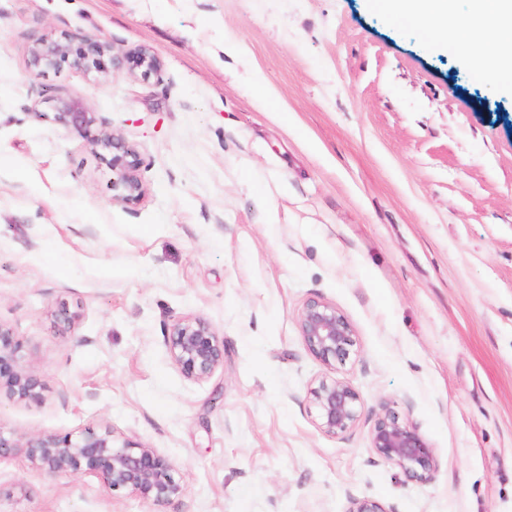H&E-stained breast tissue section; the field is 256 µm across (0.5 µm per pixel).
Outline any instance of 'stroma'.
Wrapping results in <instances>:
<instances>
[{"instance_id":"1","label":"stroma","mask_w":512,"mask_h":512,"mask_svg":"<svg viewBox=\"0 0 512 512\" xmlns=\"http://www.w3.org/2000/svg\"><path fill=\"white\" fill-rule=\"evenodd\" d=\"M50 29L153 49L161 70L30 77ZM63 95L135 146L138 203L31 115ZM313 298L352 324L346 362L304 346ZM189 314L225 341L202 383L165 345ZM0 322L45 384L0 402V427L156 448L183 488L165 512H512V96L366 0H0ZM322 377L363 401L346 433L317 425ZM386 407L431 445L429 482L372 451ZM153 510L0 463V512Z\"/></svg>"}]
</instances>
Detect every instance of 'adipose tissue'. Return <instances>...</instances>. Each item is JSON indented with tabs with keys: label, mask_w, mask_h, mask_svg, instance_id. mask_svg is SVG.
Instances as JSON below:
<instances>
[{
	"label": "adipose tissue",
	"mask_w": 512,
	"mask_h": 512,
	"mask_svg": "<svg viewBox=\"0 0 512 512\" xmlns=\"http://www.w3.org/2000/svg\"><path fill=\"white\" fill-rule=\"evenodd\" d=\"M371 0L373 8L402 25L443 41L476 72L512 90V0Z\"/></svg>",
	"instance_id": "ef3b65f1"
}]
</instances>
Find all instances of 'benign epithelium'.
I'll return each mask as SVG.
<instances>
[{"instance_id":"benign-epithelium-1","label":"benign epithelium","mask_w":512,"mask_h":512,"mask_svg":"<svg viewBox=\"0 0 512 512\" xmlns=\"http://www.w3.org/2000/svg\"><path fill=\"white\" fill-rule=\"evenodd\" d=\"M87 72L108 77L112 68L125 62L144 80L160 69L159 55L140 48L131 56L112 54V42L85 31H48L27 49V68L33 77L43 75L64 61ZM68 134L82 138L100 163L112 171V201L134 204L144 194L141 159L135 148L103 129L104 122L82 99L59 96L52 113L36 112ZM79 316L61 306L54 323L65 329L76 327ZM297 327L308 351L324 364L345 361L354 346V329L334 305L322 299L307 301L297 317ZM171 361L193 382H203L224 365V338L211 323L197 315L177 319L166 339ZM23 342L12 327L0 322V400L38 401L43 380L27 363ZM309 395L317 409L318 427L328 435L351 430L358 422L361 398L354 388L338 379L315 380ZM373 452L383 462L398 467L411 481L427 482L435 470V458L427 440L406 418L385 408L378 414L370 432ZM22 455L30 468L50 477L76 473L99 479L107 497L117 500L134 495L157 507L178 498L182 486L175 479L173 466L157 449L115 436L112 428H86L74 435L42 431L33 435L6 432L0 428V462ZM345 512H388L370 498H348Z\"/></svg>"}]
</instances>
